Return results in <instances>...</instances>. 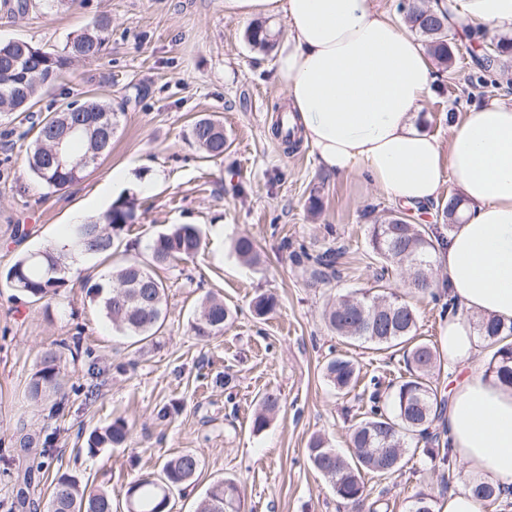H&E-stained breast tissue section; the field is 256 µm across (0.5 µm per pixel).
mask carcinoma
Returning <instances> with one entry per match:
<instances>
[{
    "mask_svg": "<svg viewBox=\"0 0 512 512\" xmlns=\"http://www.w3.org/2000/svg\"><path fill=\"white\" fill-rule=\"evenodd\" d=\"M408 28L425 39L430 54L440 63L452 61V41L455 33L448 30L442 18L422 0L399 4ZM111 20H92L71 38L60 52H49L25 42V58L15 69L10 63L19 58V48L13 41L0 43V112H28L38 99L49 93L62 73L75 61L93 62L104 53ZM277 33L262 22L253 23L247 39L253 46L268 51ZM493 59L484 60L480 67L489 71L501 59L512 54V39L495 42ZM108 122L117 128L119 113L112 104L89 98L69 102L58 112L50 113L32 123L31 142L27 146L28 167L36 182L57 192L79 185L87 175L81 160L96 150L104 157L112 151V142L98 143L96 127L86 123ZM83 125V134L65 144L66 165L60 167L51 160L56 150L55 139L61 129ZM193 140L209 158L224 156V126L211 117L196 119L191 128ZM137 205L133 197L117 199L105 212L82 225H74L68 239L72 249L87 254L112 257V232L137 222ZM440 236L427 224H410L406 218L393 215L381 223L370 225L368 244L371 252L382 261L377 281L386 279L394 270L409 275L407 288L413 293L440 298L438 283L433 275L432 256ZM202 248L199 229L194 224H177L159 233L151 245V260L127 258L99 280L83 283L85 298L95 306L123 336L139 343L156 335L165 320L167 285L157 276L154 267L176 260H189ZM234 251L247 264L259 262L252 238L244 236L234 243ZM68 249L46 245L19 256L2 274L6 286L33 302L49 300L65 284L61 272L66 269ZM295 262L311 270V277L323 281L334 270L336 250L328 248L316 255L305 250L293 253ZM277 301L269 295H259L252 302V312L258 318L272 313ZM233 310L224 300L208 295L202 301L192 329L203 340L221 335L233 319ZM324 319L337 336L356 343H370L379 349H400L407 375L391 385V406L371 405L352 432L350 455L344 456L332 448L328 440L317 435L308 445L312 466L330 483L336 497L353 512L360 510L365 498L361 471L381 476L400 469L404 452L411 442L415 451L433 468L448 471L451 486L454 464L448 446H440L437 423L448 407L447 398L438 391L434 380L441 370L438 347L417 337V315L405 295L390 291L374 292L362 288L342 294L325 310ZM476 330L491 353L488 370L497 379L512 384V323L494 317H482ZM324 374L339 394L349 393L358 381L359 369L354 360L337 355L328 360ZM64 386L62 354L45 351L36 364L26 387L27 400L47 407L54 417L64 410L59 395ZM279 408V397L268 393L260 401L253 427L264 428ZM129 434L128 423L117 418L111 424L96 428L86 440L88 453L95 455L102 448L123 444ZM55 437L48 434L39 442L30 436L20 441L24 451L35 449L39 458L36 466L17 474L16 481L31 487L40 482L45 467L44 458L51 455ZM424 444L418 448V444ZM200 460L192 451H184L167 460L157 476H145L132 482L126 503L133 505L127 512H171L174 491H182L195 481ZM462 487L471 491L479 503L497 502L503 491L486 482L470 479ZM46 512H112V496L105 489H90L68 473H56L47 492ZM196 512H244V497L232 481H218L207 490Z\"/></svg>",
    "mask_w": 512,
    "mask_h": 512,
    "instance_id": "obj_1",
    "label": "carcinoma"
}]
</instances>
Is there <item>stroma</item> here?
I'll return each instance as SVG.
<instances>
[{
    "label": "stroma",
    "instance_id": "obj_1",
    "mask_svg": "<svg viewBox=\"0 0 512 512\" xmlns=\"http://www.w3.org/2000/svg\"><path fill=\"white\" fill-rule=\"evenodd\" d=\"M101 16L112 21L104 54L74 63L33 112L44 116L90 93L106 96L124 110L112 153L78 186L47 196L26 169L25 114L0 119V271L66 237L76 215L96 209L117 168L135 185L139 213L120 232V250L149 258L155 234L183 223L197 225L203 247L193 259L158 268L167 285L165 322L152 340L135 345L113 333L80 286L121 261L120 251L66 275L65 287L46 303L0 286V454L10 469L25 468L29 458L15 449L20 436L54 434L52 471L108 490L115 512H124L130 483L185 450L197 454L200 470L193 486L174 494L172 512H194L208 487L225 478L240 485L246 512H344L310 465L308 442L322 435L347 450L371 392L396 382L405 364L394 350L345 342L327 328L323 312L340 294L376 287L380 264L368 228L398 207L366 176H336L317 165L309 144L290 150L273 135L283 105L276 54L248 42V22L225 16L224 0L42 6L11 19L0 14V41L59 51ZM470 45L457 39L454 63L422 104L427 132L443 143L451 117L491 98L512 100V66L483 71ZM205 115L224 123L223 157L203 158L191 138L193 120ZM242 235L257 242L258 265L235 254ZM302 247L342 249L339 277L313 283L291 257ZM209 294L236 314L223 335L205 342L191 324ZM261 294L278 306L258 319L250 304ZM76 333L80 349L63 360L65 410L52 417L26 402L25 386L39 354ZM339 354L360 369L347 395L323 377L327 360ZM267 393L279 396L280 407L256 432L252 419ZM163 407L169 415L162 420ZM119 417L130 426L127 443L89 455L88 434ZM403 461L391 475L363 472L372 512H408L417 494H438L440 471L417 455Z\"/></svg>",
    "mask_w": 512,
    "mask_h": 512
}]
</instances>
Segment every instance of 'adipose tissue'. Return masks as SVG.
Returning a JSON list of instances; mask_svg holds the SVG:
<instances>
[{
    "label": "adipose tissue",
    "instance_id": "obj_1",
    "mask_svg": "<svg viewBox=\"0 0 512 512\" xmlns=\"http://www.w3.org/2000/svg\"><path fill=\"white\" fill-rule=\"evenodd\" d=\"M460 36L512 35V0H434ZM242 20L283 16L277 76L289 118L318 164L366 174L393 200L430 207L453 178L464 212L439 246L449 294L466 309L442 336L444 415L453 459L512 488V385L485 376L468 313L512 322V102L492 99L454 123L447 144L423 128L421 104L440 76L421 43L378 0H224Z\"/></svg>",
    "mask_w": 512,
    "mask_h": 512
}]
</instances>
